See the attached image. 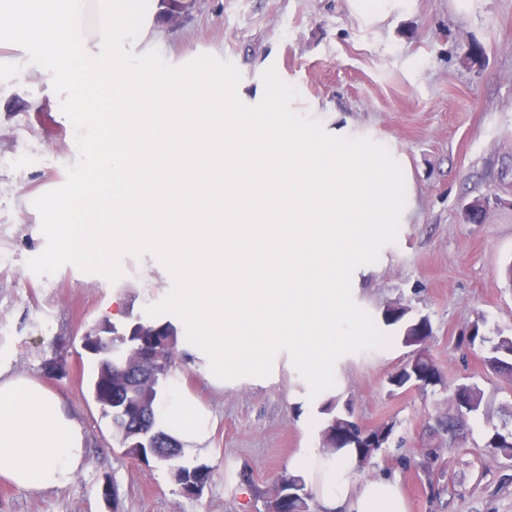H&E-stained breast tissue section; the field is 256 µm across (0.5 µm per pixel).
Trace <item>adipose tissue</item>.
I'll return each mask as SVG.
<instances>
[{
  "label": "adipose tissue",
  "instance_id": "ef3b65f1",
  "mask_svg": "<svg viewBox=\"0 0 512 512\" xmlns=\"http://www.w3.org/2000/svg\"><path fill=\"white\" fill-rule=\"evenodd\" d=\"M159 410L185 449H203L209 413L176 390L162 394ZM83 454L82 428L59 396L27 374L0 367V478L25 489L62 488L73 480ZM296 465L310 475L324 512H407L397 481H352L358 466L354 449H342L329 461L310 448Z\"/></svg>",
  "mask_w": 512,
  "mask_h": 512
}]
</instances>
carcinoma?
Masks as SVG:
<instances>
[{"label": "carcinoma", "instance_id": "carcinoma-1", "mask_svg": "<svg viewBox=\"0 0 512 512\" xmlns=\"http://www.w3.org/2000/svg\"><path fill=\"white\" fill-rule=\"evenodd\" d=\"M460 341L469 345L489 344L484 357L486 368L499 374L512 366V335L498 333L491 339L481 332L480 322L472 323L463 331ZM177 331L170 323L157 324L137 321L127 332L118 333L114 326L103 325L86 338V347L100 356L97 375L91 381L90 391L100 404L103 417L110 420L112 439L131 459L147 462L169 456L165 461L175 481L184 493L200 491L209 478L208 469L178 463L183 448L156 422L155 405L161 387L176 364ZM424 388L441 387L448 390L441 369L422 350L390 376L389 384L400 389L410 380ZM460 407L435 418L426 425L428 455L436 458L445 448H451L473 431L476 418L490 417L491 400L478 384L458 383L453 387ZM328 415L320 430V447L328 456L343 448H354L361 465L369 463L376 451L389 444L393 429L380 440L361 433L350 416L336 412V402L330 401L322 409ZM484 447L497 457L512 460V412L485 433ZM284 491L293 498L294 512H315L313 497L305 481L298 475L283 473L278 477Z\"/></svg>", "mask_w": 512, "mask_h": 512}]
</instances>
